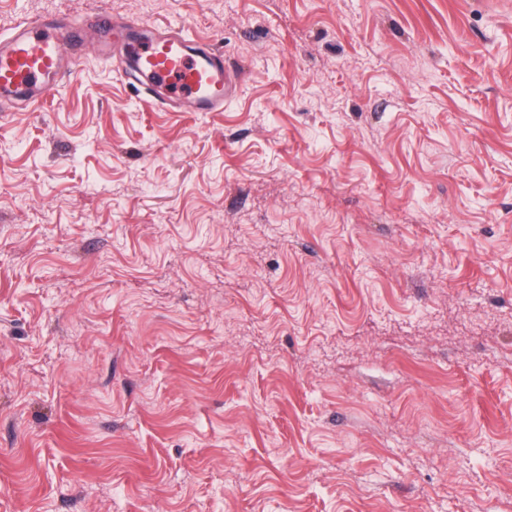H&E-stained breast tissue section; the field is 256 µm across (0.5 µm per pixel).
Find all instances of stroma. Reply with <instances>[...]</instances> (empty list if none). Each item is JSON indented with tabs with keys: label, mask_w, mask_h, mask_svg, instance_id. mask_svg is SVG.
Instances as JSON below:
<instances>
[{
	"label": "stroma",
	"mask_w": 512,
	"mask_h": 512,
	"mask_svg": "<svg viewBox=\"0 0 512 512\" xmlns=\"http://www.w3.org/2000/svg\"><path fill=\"white\" fill-rule=\"evenodd\" d=\"M184 26L0 112V512H512V0H0ZM95 26L110 36L101 56L112 62L116 57L126 68L132 62L134 71L157 89L160 85L146 79V73L157 74L178 96L180 108L190 112H218L232 96L236 81L224 67V57L188 40L182 28L169 30L142 46L140 25H118L106 16H98ZM169 93V92H168Z\"/></svg>",
	"instance_id": "stroma-1"
}]
</instances>
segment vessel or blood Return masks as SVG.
Masks as SVG:
<instances>
[{
  "label": "vessel or blood",
  "mask_w": 512,
  "mask_h": 512,
  "mask_svg": "<svg viewBox=\"0 0 512 512\" xmlns=\"http://www.w3.org/2000/svg\"><path fill=\"white\" fill-rule=\"evenodd\" d=\"M96 27L110 37L101 51L105 59L133 65L138 74L152 73L170 85L181 108L191 112H218L236 89L224 67V57L187 39L177 28L143 43L137 23L118 25L105 16ZM85 28L73 22L57 33L54 23L21 21L15 34L0 43V101L40 103L50 97L58 76L77 66L76 47Z\"/></svg>",
  "instance_id": "vessel-or-blood-1"
}]
</instances>
